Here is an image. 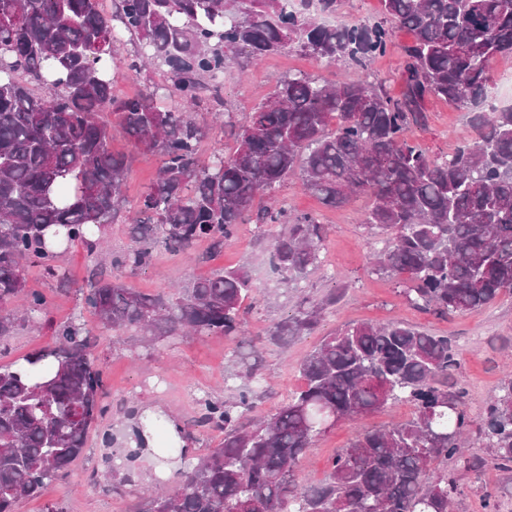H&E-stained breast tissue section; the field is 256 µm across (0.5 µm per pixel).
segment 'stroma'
<instances>
[{
    "mask_svg": "<svg viewBox=\"0 0 512 512\" xmlns=\"http://www.w3.org/2000/svg\"><path fill=\"white\" fill-rule=\"evenodd\" d=\"M407 31H396L385 55L378 57L365 72H358L347 61L333 65L317 61L308 54L282 51L267 56L260 64L240 69L227 64L224 84V109L237 122H246L252 107L272 89L275 77L303 72L319 75L331 82H344L356 77L381 81L387 92L400 94L401 48L409 43ZM428 121L412 128L411 138L430 155L451 151L468 133V114L456 110L447 101L432 98L426 103ZM110 148L127 156L129 172L125 187L128 206H135L140 195L153 182L160 166L155 154L132 150L120 132H113ZM289 214L309 212L326 227L320 253L321 263L312 270L299 288L281 283L270 268L271 240L260 236L256 225H240L235 240L221 252H212L208 242H200L193 256L175 254L156 246L150 265L131 273L119 271L128 286L144 293H155L174 285H186L192 279L209 275L219 268L246 271L262 289L259 302L246 317L252 337L265 336L267 330L295 312L302 298L316 301L337 294L338 301L330 309L319 328L312 334L279 347L265 345L261 364L270 388L253 411L263 416L275 409L288 394L303 384L299 364L323 336L346 323L407 322L428 333L452 337L459 349V368L468 389V402L473 413H480L490 395L506 374H512V295L500 297L493 304L448 319L421 313L410 307L400 294L396 279L375 272L370 257L376 247L362 223L367 200L354 198L342 208H331L315 195L303 190L297 176H288L275 193ZM74 289L59 294L55 282L45 278L39 267L27 269L32 288L50 301L51 325L35 330L21 325L0 342V364L14 361L45 345L52 339V324L65 321L80 304L79 288L85 287L91 263L82 248H71L61 259ZM136 330H127L97 340L95 353L103 369L106 412L89 436L84 455L72 466L69 477L49 485L42 497L21 503L19 512H44L55 504L64 512H130L134 494L151 486L154 457L143 454L129 461L125 454L132 447V428L137 416L157 413L164 427L154 434V445L172 440L169 423H176L184 434L176 441L189 459H196L223 438L219 431H200L195 421L199 415L196 388L212 397L230 400L235 391L224 382V369L234 346L224 336L192 337L175 345L151 349L137 345ZM413 409L405 403H392L370 414L361 422L344 421L310 448L303 461L304 483L318 484L324 477L327 462L365 429H382L411 417Z\"/></svg>",
    "mask_w": 512,
    "mask_h": 512,
    "instance_id": "1",
    "label": "stroma"
}]
</instances>
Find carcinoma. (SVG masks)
Instances as JSON below:
<instances>
[{
    "mask_svg": "<svg viewBox=\"0 0 512 512\" xmlns=\"http://www.w3.org/2000/svg\"><path fill=\"white\" fill-rule=\"evenodd\" d=\"M381 17L343 26L326 18L340 0L287 11L282 0H0L19 9V26H0V337L38 327L46 296L28 287L38 265L59 289L71 282L61 256L81 246L95 264L80 311L52 342L0 365V512H18L50 482L68 477L105 412L97 336L137 329L152 346L187 336L236 342L224 382L231 400L198 398L197 425L224 440L183 463L179 487L151 492L136 512H451L461 479L482 481L488 465L512 472V375L471 416L458 349L448 336L406 323H358L322 338L301 362L303 386L275 410L251 418L266 383L260 348L244 341L247 311L261 295L242 269H224L173 291L149 295L105 274L98 246L126 212L128 161L110 150L117 125L137 151L161 157L157 177L136 205L131 245L112 267L149 266L148 244L190 253L199 240L219 250L240 224H284L270 234L271 264L297 283L320 264L325 225L310 213L288 219L280 207L255 208L292 174L325 205L367 196L363 223L380 238L375 270L402 284L406 303L446 317L512 294V107L486 106L493 64L512 57V0H380ZM405 29L400 97L383 84H343L292 73L235 130V149L203 163L198 145L214 126L194 112L221 105L226 63L254 64L296 46L327 64L366 70ZM123 68L139 75L167 67L168 83L136 96L111 74L123 41ZM431 97L469 114L470 135L432 157L409 131L426 122ZM22 295L21 313L8 309ZM336 297L302 299L265 341L283 346L311 333ZM95 318L89 325L83 310ZM406 401L413 416L364 430L328 462L323 481L305 487L303 459L340 423ZM478 431L485 454L462 440ZM512 489L481 487L482 512H502Z\"/></svg>",
    "mask_w": 512,
    "mask_h": 512,
    "instance_id": "cac0c4a2",
    "label": "carcinoma"
}]
</instances>
